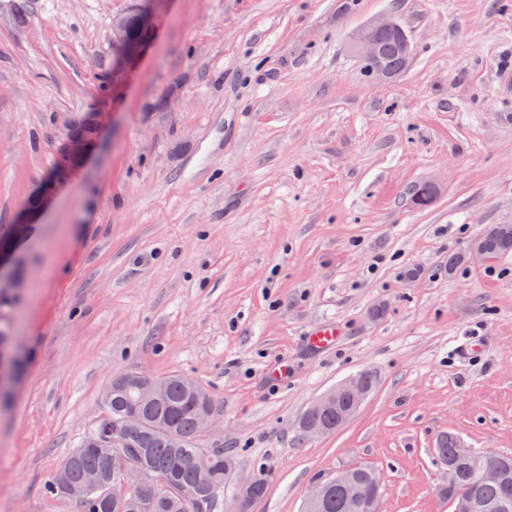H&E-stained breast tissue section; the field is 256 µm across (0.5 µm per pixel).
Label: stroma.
Returning <instances> with one entry per match:
<instances>
[{"instance_id": "stroma-1", "label": "stroma", "mask_w": 512, "mask_h": 512, "mask_svg": "<svg viewBox=\"0 0 512 512\" xmlns=\"http://www.w3.org/2000/svg\"><path fill=\"white\" fill-rule=\"evenodd\" d=\"M135 10L153 29L126 62L112 19ZM383 15L414 46L395 80L346 50ZM23 211L0 512H80L43 485L128 370L212 393L201 443L234 458L225 498L266 477L254 512L364 466L379 512H453L442 435L512 454V255L448 269L512 224V0H0V224ZM325 322L336 347L309 350ZM360 371L353 419L305 436ZM90 118L91 116H86L82 122L79 123L77 127V133L82 134L84 138L79 136H72L65 147L66 156L78 157L85 151V140L89 145L92 143L95 134L93 133V128L89 126Z\"/></svg>"}]
</instances>
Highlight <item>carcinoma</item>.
<instances>
[{
    "instance_id": "cac0c4a2",
    "label": "carcinoma",
    "mask_w": 512,
    "mask_h": 512,
    "mask_svg": "<svg viewBox=\"0 0 512 512\" xmlns=\"http://www.w3.org/2000/svg\"><path fill=\"white\" fill-rule=\"evenodd\" d=\"M381 53L377 60L364 62L365 72L378 67L391 74H401L409 61L410 53L403 48L401 39L390 32L379 36ZM490 259L512 253V224H492L479 238ZM15 301L9 293L0 292V343L12 342L6 308ZM139 372L120 373L112 378L101 395L102 411L98 419L84 432L75 448L65 459L67 470H55L44 486L51 496L60 495L58 477L67 482L82 484L87 476L96 473L100 486L87 492L79 500L82 512H193V505L203 504L205 512H216L224 501V481L232 463L230 454L222 447L210 448V455L201 463L197 460L203 448L199 444L202 430L196 416L205 404H215L213 397L203 387L187 390L181 376L163 377L167 393L159 401H149L142 396L137 381ZM121 432L125 444L104 455L93 447L97 439ZM435 458L442 464L455 457V437L445 435ZM506 463V475L500 483H482L478 472L486 457L459 461L458 478L447 494L448 501L467 497L512 503V455L500 454ZM138 462L145 474V484L138 490L122 495L112 493V486L124 475L133 462ZM364 493L379 485L376 473L366 467L354 469ZM266 490V479L257 475L244 512H254Z\"/></svg>"
}]
</instances>
